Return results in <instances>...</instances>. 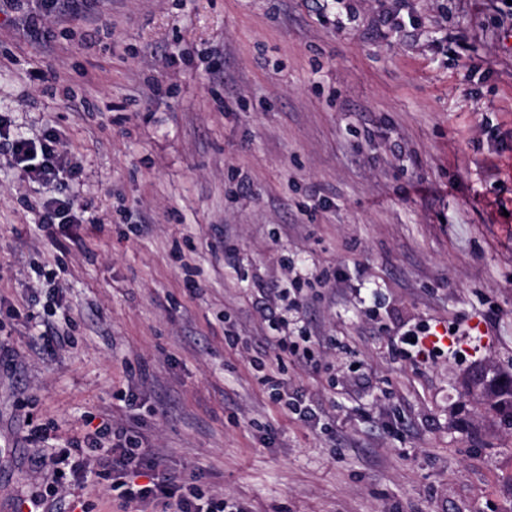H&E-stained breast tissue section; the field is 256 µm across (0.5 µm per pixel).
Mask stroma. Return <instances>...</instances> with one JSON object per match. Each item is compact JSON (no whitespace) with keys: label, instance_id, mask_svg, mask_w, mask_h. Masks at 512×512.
<instances>
[{"label":"stroma","instance_id":"1","mask_svg":"<svg viewBox=\"0 0 512 512\" xmlns=\"http://www.w3.org/2000/svg\"><path fill=\"white\" fill-rule=\"evenodd\" d=\"M83 2L0 6V123L54 132L88 217L39 227L0 147V512L54 479L31 428L92 417L247 512H512V428L463 387L512 374V6ZM424 325L443 353L393 349ZM41 12L36 13L32 16H30L28 25L32 28L39 25L41 20L44 17H50L54 16L55 13H58V15H62L65 13L66 10H70V12L73 14H77V7L75 5L74 0L71 2L69 1H60V0H41ZM70 3V5H69ZM288 325V322L283 320L279 325H273L271 328L276 331L277 334L276 336H268L269 340L280 353L300 357V343L311 344L314 343V341H312V336H309L307 331L302 330V328L292 332L293 334L297 333L296 335H288L286 331Z\"/></svg>","mask_w":512,"mask_h":512}]
</instances>
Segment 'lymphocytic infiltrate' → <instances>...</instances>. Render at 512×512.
Here are the masks:
<instances>
[{"mask_svg": "<svg viewBox=\"0 0 512 512\" xmlns=\"http://www.w3.org/2000/svg\"><path fill=\"white\" fill-rule=\"evenodd\" d=\"M9 150L27 176L50 191L40 204V224L64 227L80 223L74 200L63 189L62 156L55 137L47 133L35 143L18 136L10 141ZM109 434L114 437L112 446L101 447V438ZM49 458L56 467L55 481L48 489L52 498L72 485L85 489L104 484L117 492L128 512H143L149 506L158 512H241L222 494L207 493L195 483L175 479L157 454L113 432L111 423L105 421L84 438L66 439L61 447L52 449Z\"/></svg>", "mask_w": 512, "mask_h": 512, "instance_id": "obj_1", "label": "lymphocytic infiltrate"}]
</instances>
